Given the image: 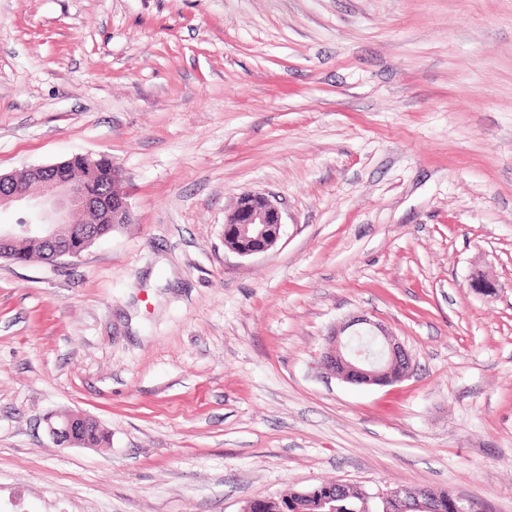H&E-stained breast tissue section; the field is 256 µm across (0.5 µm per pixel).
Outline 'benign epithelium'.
Wrapping results in <instances>:
<instances>
[{
  "instance_id": "1",
  "label": "benign epithelium",
  "mask_w": 512,
  "mask_h": 512,
  "mask_svg": "<svg viewBox=\"0 0 512 512\" xmlns=\"http://www.w3.org/2000/svg\"><path fill=\"white\" fill-rule=\"evenodd\" d=\"M100 163L110 167L112 191L92 193L88 190L90 179L80 174V166ZM123 181L122 170L105 156H73L54 164L32 166L20 174L0 173V210L26 207L36 211L34 222L21 219L0 225V258L13 257L14 246L23 239L50 244L54 249L52 262L81 257L97 242V235L89 233L73 244V229L79 217L110 213L114 224L131 223V206L121 191ZM284 226L282 203L276 196L245 190L224 214V244L241 257L264 254L278 245ZM363 324L367 325L364 332L379 346L377 360L366 361L349 351L350 338L359 334L354 326ZM319 366L331 377L358 385L388 386L406 380L412 373L411 356L397 336L364 316L330 331ZM93 422L94 418L80 414L46 417L49 435L61 446L82 445V429Z\"/></svg>"
}]
</instances>
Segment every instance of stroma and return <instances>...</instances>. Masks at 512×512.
Masks as SVG:
<instances>
[{
    "label": "stroma",
    "mask_w": 512,
    "mask_h": 512,
    "mask_svg": "<svg viewBox=\"0 0 512 512\" xmlns=\"http://www.w3.org/2000/svg\"><path fill=\"white\" fill-rule=\"evenodd\" d=\"M76 154L122 170L133 221L0 259V512H243L323 481L512 512V0H0V172ZM247 189L285 228L241 257ZM358 315L410 378L319 369ZM51 413L106 438L59 446ZM282 203L275 195L245 190L224 214V244L241 257L273 250L284 233ZM463 493L456 491L452 488L447 489H437L434 491L433 498L434 508L431 509L433 511H441V512H451L453 502ZM477 505L473 502V499L460 497L457 499L455 504V512H475L477 510Z\"/></svg>",
    "instance_id": "1"
}]
</instances>
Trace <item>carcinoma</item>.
Here are the masks:
<instances>
[{"label": "carcinoma", "mask_w": 512, "mask_h": 512, "mask_svg": "<svg viewBox=\"0 0 512 512\" xmlns=\"http://www.w3.org/2000/svg\"><path fill=\"white\" fill-rule=\"evenodd\" d=\"M16 259L26 261L32 257L47 258L45 246L32 241H23L14 248ZM334 489L331 483H320L306 490H291L261 505L260 512H325L334 507L336 512H421L419 498H406L400 503H381L373 508V500L368 491L357 485L349 487L348 492L336 495V500L326 503ZM461 492L452 488L434 491V508L437 512H451L453 502Z\"/></svg>", "instance_id": "carcinoma-1"}]
</instances>
